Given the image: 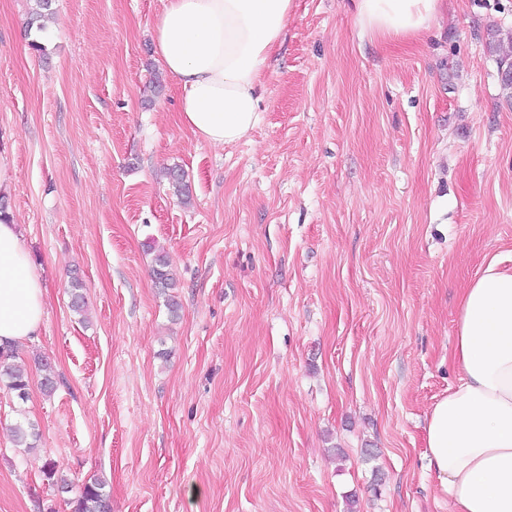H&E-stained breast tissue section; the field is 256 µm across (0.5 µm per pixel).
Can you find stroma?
I'll use <instances>...</instances> for the list:
<instances>
[{
    "mask_svg": "<svg viewBox=\"0 0 512 512\" xmlns=\"http://www.w3.org/2000/svg\"><path fill=\"white\" fill-rule=\"evenodd\" d=\"M32 6L0 0V157L46 316L13 350L28 400L0 381V512H72L48 462L104 481L112 512H451L425 426L458 378L462 288L512 270V89L488 48L512 0H448L406 44L360 37L350 0H297L262 120L225 146L180 125L171 78L147 96L164 0H54L40 31Z\"/></svg>",
    "mask_w": 512,
    "mask_h": 512,
    "instance_id": "stroma-1",
    "label": "stroma"
}]
</instances>
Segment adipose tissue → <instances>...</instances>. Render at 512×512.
<instances>
[{
	"instance_id": "adipose-tissue-1",
	"label": "adipose tissue",
	"mask_w": 512,
	"mask_h": 512,
	"mask_svg": "<svg viewBox=\"0 0 512 512\" xmlns=\"http://www.w3.org/2000/svg\"><path fill=\"white\" fill-rule=\"evenodd\" d=\"M361 34L405 43L429 34L448 0H353ZM295 0H165L154 52L181 89L180 122L226 145L260 122L258 74ZM44 288L20 226L0 219V348L38 335ZM453 361L458 383L432 406L430 465L452 512H512V272L489 261L463 288Z\"/></svg>"
}]
</instances>
